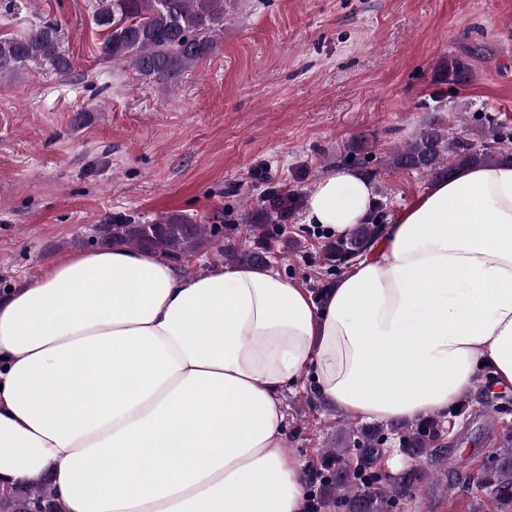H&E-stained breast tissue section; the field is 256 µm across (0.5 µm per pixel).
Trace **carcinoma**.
<instances>
[{
  "label": "carcinoma",
  "mask_w": 512,
  "mask_h": 512,
  "mask_svg": "<svg viewBox=\"0 0 512 512\" xmlns=\"http://www.w3.org/2000/svg\"><path fill=\"white\" fill-rule=\"evenodd\" d=\"M236 0H95L93 24L106 31L100 57L105 63L127 62L144 79L171 76L201 62L224 33V18L234 12ZM472 55L453 57L440 70V77L462 84L472 74ZM45 65L58 74L71 70V61L60 49L57 26L46 24L24 35H0V78L28 65ZM512 131L504 126H480L462 135L432 121L409 141L387 152L383 162L393 171H415L432 178L471 165L512 161ZM298 206L292 199L279 207L277 218ZM267 223L251 225L252 235L238 238L236 224H202L186 215L168 213L147 224L128 216L110 217L96 239L80 237L71 246L122 245L150 251L164 259L180 261L185 256L215 248L232 265L260 266L267 262L268 240L280 232ZM382 203L375 217L354 229L345 239L325 244L323 262L334 270L349 265L353 252H366L380 234ZM441 420L428 417L390 427L362 425L345 432L321 457V469L311 475L322 500L336 499L343 512H389L391 504L412 497L425 481L427 472L416 467L402 472L391 490L380 492L375 484L381 476L377 463L382 450L394 436L396 448L412 459L433 457L448 461V449L436 445ZM477 483L497 508L512 507V437L501 442L483 463ZM47 512H60L46 486L17 487L0 498V512H30L34 502Z\"/></svg>",
  "instance_id": "obj_1"
}]
</instances>
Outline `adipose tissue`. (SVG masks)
<instances>
[{"instance_id": "obj_1", "label": "adipose tissue", "mask_w": 512, "mask_h": 512, "mask_svg": "<svg viewBox=\"0 0 512 512\" xmlns=\"http://www.w3.org/2000/svg\"><path fill=\"white\" fill-rule=\"evenodd\" d=\"M374 204L342 168L305 220L343 238ZM484 364L512 385L510 162L432 183L322 302L271 267L80 251L0 298V487L47 483L62 512H311L286 388L444 419Z\"/></svg>"}]
</instances>
